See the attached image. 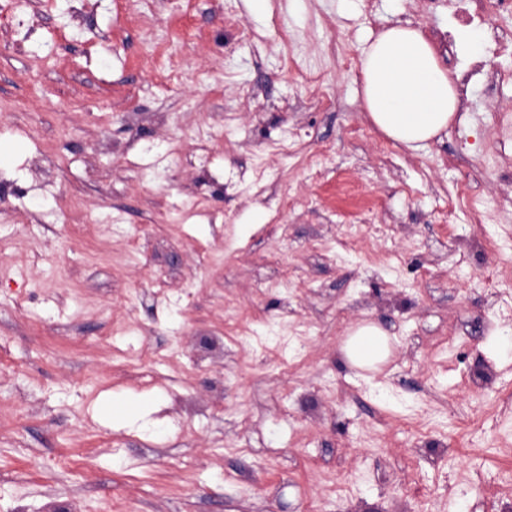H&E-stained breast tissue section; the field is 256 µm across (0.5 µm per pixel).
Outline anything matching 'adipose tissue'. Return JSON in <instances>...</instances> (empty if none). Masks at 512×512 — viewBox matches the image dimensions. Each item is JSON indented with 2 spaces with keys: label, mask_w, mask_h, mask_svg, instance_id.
Segmentation results:
<instances>
[{
  "label": "adipose tissue",
  "mask_w": 512,
  "mask_h": 512,
  "mask_svg": "<svg viewBox=\"0 0 512 512\" xmlns=\"http://www.w3.org/2000/svg\"><path fill=\"white\" fill-rule=\"evenodd\" d=\"M363 104L376 127L406 149L417 151L447 130L458 108L457 78L439 64L423 31L408 24L381 30L361 51ZM388 336L364 323L342 350L355 367L389 355Z\"/></svg>",
  "instance_id": "1"
}]
</instances>
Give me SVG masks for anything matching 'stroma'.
<instances>
[{"label": "stroma", "mask_w": 512, "mask_h": 512, "mask_svg": "<svg viewBox=\"0 0 512 512\" xmlns=\"http://www.w3.org/2000/svg\"><path fill=\"white\" fill-rule=\"evenodd\" d=\"M453 10L16 0L0 512H494L465 477L512 469V56L455 49L468 103L420 151L362 108L366 41ZM387 340V334L375 324H359L348 334L342 350L352 366L371 367L388 357Z\"/></svg>", "instance_id": "obj_1"}]
</instances>
